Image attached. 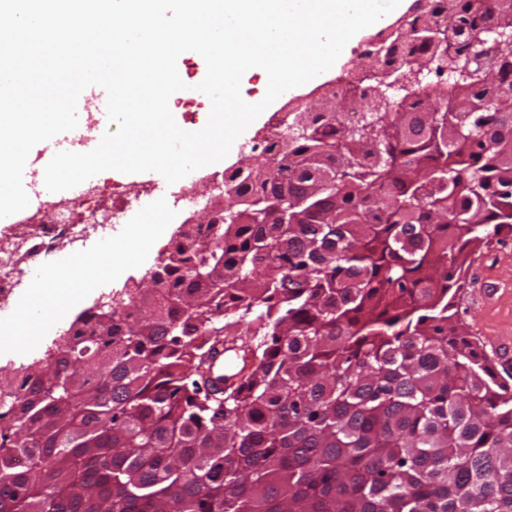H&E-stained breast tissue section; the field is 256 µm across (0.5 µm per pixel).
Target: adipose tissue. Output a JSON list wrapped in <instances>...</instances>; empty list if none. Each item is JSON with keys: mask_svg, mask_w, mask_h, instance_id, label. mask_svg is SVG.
I'll return each mask as SVG.
<instances>
[{"mask_svg": "<svg viewBox=\"0 0 512 512\" xmlns=\"http://www.w3.org/2000/svg\"><path fill=\"white\" fill-rule=\"evenodd\" d=\"M167 233L168 227L164 224L125 225L122 233L101 249L105 262L97 277L84 279L77 287L71 279L77 259L60 260L52 287L30 288L20 293L23 319H16L12 314L0 317L1 334L22 336L20 342L0 345V359L36 350L49 336L53 322L61 320L95 293L100 278L115 282L123 280L134 267L147 263Z\"/></svg>", "mask_w": 512, "mask_h": 512, "instance_id": "adipose-tissue-1", "label": "adipose tissue"}]
</instances>
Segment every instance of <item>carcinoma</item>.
<instances>
[{
  "label": "carcinoma",
  "instance_id": "1",
  "mask_svg": "<svg viewBox=\"0 0 512 512\" xmlns=\"http://www.w3.org/2000/svg\"><path fill=\"white\" fill-rule=\"evenodd\" d=\"M366 56L224 172L134 311L25 368L0 512H512V372L451 313L512 232V0H425ZM238 364L239 360L233 352H226L224 354V343L217 344L210 361V366L203 376L202 383L213 391H221L224 388V372L232 374L238 367Z\"/></svg>",
  "mask_w": 512,
  "mask_h": 512
}]
</instances>
